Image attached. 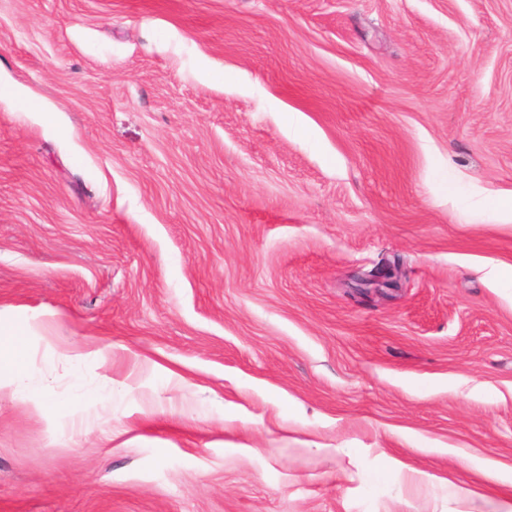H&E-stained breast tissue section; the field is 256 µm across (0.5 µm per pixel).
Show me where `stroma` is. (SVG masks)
I'll return each instance as SVG.
<instances>
[{"label": "stroma", "mask_w": 512, "mask_h": 512, "mask_svg": "<svg viewBox=\"0 0 512 512\" xmlns=\"http://www.w3.org/2000/svg\"><path fill=\"white\" fill-rule=\"evenodd\" d=\"M509 193L512 0H0V512H502ZM372 274L373 275L369 273L361 275L354 274L352 277V288H359L357 290H362V294H368L372 290L379 292L382 288H401L400 278L397 279L395 273L390 269H384L381 272H378L376 268H374Z\"/></svg>", "instance_id": "obj_1"}]
</instances>
